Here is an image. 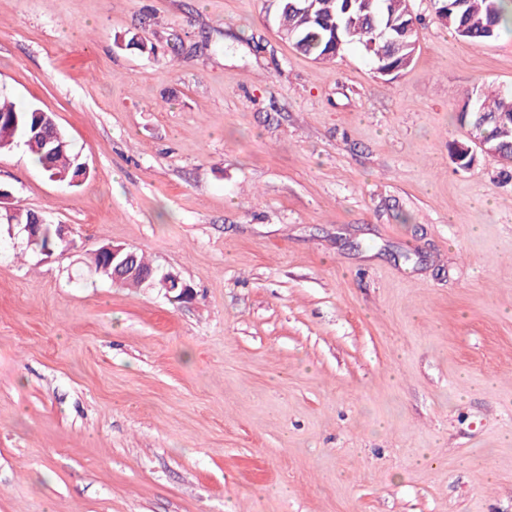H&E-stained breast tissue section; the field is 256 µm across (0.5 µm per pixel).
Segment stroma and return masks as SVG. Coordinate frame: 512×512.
<instances>
[{
	"label": "stroma",
	"mask_w": 512,
	"mask_h": 512,
	"mask_svg": "<svg viewBox=\"0 0 512 512\" xmlns=\"http://www.w3.org/2000/svg\"><path fill=\"white\" fill-rule=\"evenodd\" d=\"M267 0H0V95L89 167L0 151V512H512V182L448 146L512 34L437 21L384 80ZM147 44V51L128 45ZM137 248L192 286L76 278ZM28 141L31 143L37 142L25 148L34 162L48 177L53 176L59 182L67 183L72 179L71 184H79L87 178L89 170L85 162L77 167V174L73 177L75 172L74 155L76 152L72 145L67 147L70 142L63 139L58 130V125L53 119L49 123L38 122L33 129L32 137ZM47 145L52 146L49 152L64 151L50 154L48 149L43 147ZM10 198V193L0 188V214L2 211V208H4L5 211L12 212V209L14 210L15 214L19 216L20 223L22 225H26L24 230H27L31 237H34V233H37L41 227V224H45L43 231L40 232L38 237L35 239H30L28 237V233L22 232L25 240H26V246L27 248L32 249L33 251H38L41 254L44 255H52L56 252H59V254H63L64 252L71 250L74 248V240L70 239L68 241H62L57 235L64 239H69V232H70V226L67 224H56V231L55 227L49 226L50 224H53L46 216L43 214L32 210V209H26L21 207H10V206H3L4 201L8 200ZM2 212V216L6 215V212ZM36 214L41 215L46 219V222L41 221L39 224H28V221L32 216H35ZM57 232V235H56Z\"/></svg>",
	"instance_id": "obj_1"
}]
</instances>
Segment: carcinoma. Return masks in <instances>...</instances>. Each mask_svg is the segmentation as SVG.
I'll return each mask as SVG.
<instances>
[{"label":"carcinoma","instance_id":"carcinoma-1","mask_svg":"<svg viewBox=\"0 0 512 512\" xmlns=\"http://www.w3.org/2000/svg\"><path fill=\"white\" fill-rule=\"evenodd\" d=\"M305 0H277L274 24L281 37L293 47L320 61H333L349 46L357 45L374 67L399 72L408 68L418 42L417 15L413 0H316L312 13L304 11ZM438 20L455 35L474 46L497 39L512 27V0H434ZM457 120L472 128L474 137L486 140L501 152H512V93L486 92L476 87L467 94ZM37 121L31 109L0 100V142L27 140V129ZM27 152L47 176L70 182L75 172L73 147L55 153L40 143ZM26 246L44 255L74 248V240H61L50 222L38 237L26 239ZM139 268L153 272L145 282L127 277L122 285L167 288L163 269L143 252L135 251Z\"/></svg>","mask_w":512,"mask_h":512}]
</instances>
